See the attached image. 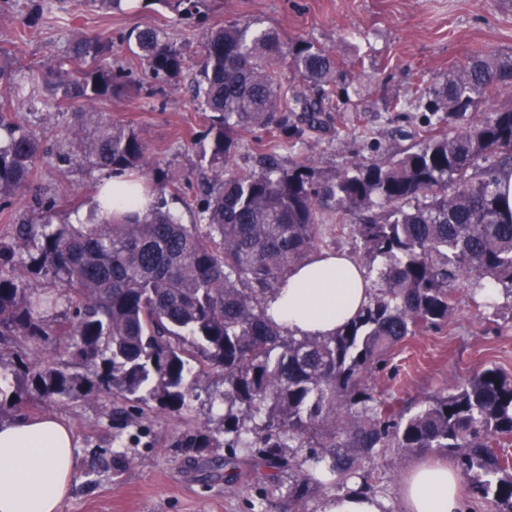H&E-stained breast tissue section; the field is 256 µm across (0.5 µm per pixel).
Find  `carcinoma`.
Listing matches in <instances>:
<instances>
[{"instance_id":"carcinoma-1","label":"carcinoma","mask_w":512,"mask_h":512,"mask_svg":"<svg viewBox=\"0 0 512 512\" xmlns=\"http://www.w3.org/2000/svg\"><path fill=\"white\" fill-rule=\"evenodd\" d=\"M185 20H200L203 0H166ZM147 62L156 93L187 69L184 53L160 27L125 36ZM203 66L190 80L207 112L199 165L213 178L188 227L167 209L168 172L146 179L144 213L90 224L12 225L0 240V345L69 340L84 371L32 367L23 350L0 352V415L34 401H74L101 388L128 398L183 409L216 366L224 369V447L250 454L254 467L283 469L293 453L327 448L322 470L336 488L360 479L365 463L386 448L441 452L453 460L472 497L512 512V378L484 368L446 393L399 410L370 385L393 350L438 329L454 310L465 276L512 294V217L500 208L499 177L512 169V108L479 113L512 87V56L477 54L442 80L391 103L393 112H429L464 121L447 135L424 132L398 156L359 161L335 173L302 160L288 167L276 150L295 146L341 111L336 60L311 41L285 42L271 27L229 21L202 31ZM109 38L73 41L53 68L16 81L0 49V197L30 189L41 146L12 113L34 108L49 93L90 106L124 91L137 94L133 64H103ZM290 59L293 80L278 67ZM270 130L259 171L232 168L241 136ZM69 156L111 173L147 164L140 133L102 124L91 139L71 132ZM338 224L355 217L368 271L377 273L368 306L333 336H293L266 314V299L291 268L321 246L324 212ZM381 261L374 268L375 261ZM65 306L63 318L49 312ZM207 433L184 448H212ZM288 496L302 500L322 487L312 473L291 471Z\"/></svg>"}]
</instances>
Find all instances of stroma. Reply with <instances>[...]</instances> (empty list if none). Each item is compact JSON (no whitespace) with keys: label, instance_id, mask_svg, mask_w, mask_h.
<instances>
[{"label":"stroma","instance_id":"35a3bbf8","mask_svg":"<svg viewBox=\"0 0 512 512\" xmlns=\"http://www.w3.org/2000/svg\"><path fill=\"white\" fill-rule=\"evenodd\" d=\"M39 24L24 27L32 3ZM210 25L258 18L285 37H302L335 57L336 83L347 88L345 111L335 113L337 133L316 132L280 152L283 165L310 158L326 172L356 161L393 156L423 134L424 113L392 112L388 105L413 88L432 86L478 52L512 55V0H207ZM136 26L166 28L181 48L189 70L203 60L201 39L162 0H137L127 12L101 0H18L0 12V48L17 56L19 67L46 70L65 56L73 33L113 40L114 61L132 60L122 38ZM188 79L151 95L122 94L95 106L77 108L44 98L21 118L41 143L30 190L0 199V238L13 224L62 222L88 212L105 170L68 159V140L78 127L101 123L140 131L150 161L169 170L179 193L168 206L182 223H197L193 199L199 194V139L207 119L188 89ZM475 278L461 280L447 324L415 336L393 354L380 375L378 391L392 402L422 401L448 392L482 367L512 375V298L498 293L482 303ZM224 374L213 370L187 407L171 412L143 407L102 390L73 402L29 405L26 417L52 414L74 431L80 471L62 512H320L333 486L296 501L286 490L262 495L250 457L239 456L238 478L229 484L208 459L229 456L227 448L196 452L179 447L181 437L219 431L224 407L215 399ZM426 455L388 450L370 463L374 495L385 512H404L398 489L406 471Z\"/></svg>","mask_w":512,"mask_h":512}]
</instances>
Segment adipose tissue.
<instances>
[{
  "instance_id": "ef3b65f1",
  "label": "adipose tissue",
  "mask_w": 512,
  "mask_h": 512,
  "mask_svg": "<svg viewBox=\"0 0 512 512\" xmlns=\"http://www.w3.org/2000/svg\"><path fill=\"white\" fill-rule=\"evenodd\" d=\"M371 280L347 254L312 255L267 299L266 313L296 336H329L369 301ZM75 437L48 415L0 423V512H62L80 467ZM405 512H466L456 474L423 464L401 487Z\"/></svg>"
}]
</instances>
